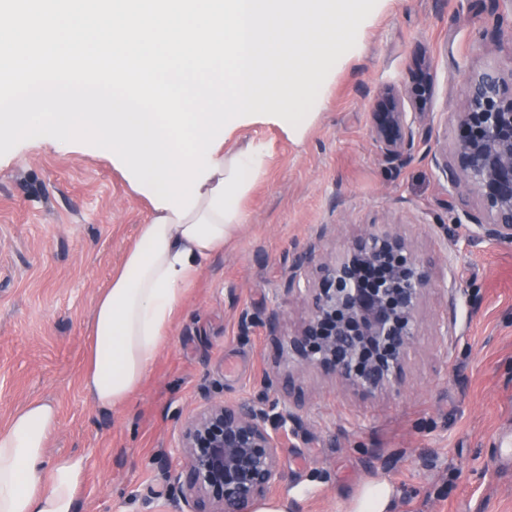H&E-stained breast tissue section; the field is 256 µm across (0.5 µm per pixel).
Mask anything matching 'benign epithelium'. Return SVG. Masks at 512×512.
<instances>
[{
  "instance_id": "obj_1",
  "label": "benign epithelium",
  "mask_w": 512,
  "mask_h": 512,
  "mask_svg": "<svg viewBox=\"0 0 512 512\" xmlns=\"http://www.w3.org/2000/svg\"><path fill=\"white\" fill-rule=\"evenodd\" d=\"M433 93V71L422 62L402 88L389 86L378 95L371 131L387 165L402 164L418 148ZM407 102L415 111H406ZM432 161L452 188L464 185L476 196L478 212L464 213L472 238L511 244L512 83L497 69L466 76L453 159L434 155ZM436 273L435 262L390 224L367 226L334 256L298 257L287 291L304 294L310 315L280 339L279 359L298 372L332 375L355 394H399ZM292 385L289 374L268 375L259 406L215 402L185 422L184 463L164 471L178 512H252L273 492L283 479L288 425L298 424L285 398Z\"/></svg>"
}]
</instances>
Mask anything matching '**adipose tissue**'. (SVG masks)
Instances as JSON below:
<instances>
[{
	"mask_svg": "<svg viewBox=\"0 0 512 512\" xmlns=\"http://www.w3.org/2000/svg\"><path fill=\"white\" fill-rule=\"evenodd\" d=\"M267 156L253 140L235 149L219 145L211 155L218 168L199 186L195 208L181 219L156 208L141 225L94 309L84 388L96 405L123 407L140 390L171 337L187 287L244 223L242 201ZM57 427L56 408L35 401L0 429V512H75L85 463L74 455L46 457Z\"/></svg>",
	"mask_w": 512,
	"mask_h": 512,
	"instance_id": "obj_1",
	"label": "adipose tissue"
}]
</instances>
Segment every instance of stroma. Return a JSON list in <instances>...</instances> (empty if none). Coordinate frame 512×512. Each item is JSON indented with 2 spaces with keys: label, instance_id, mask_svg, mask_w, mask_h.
I'll list each match as a JSON object with an SVG mask.
<instances>
[{
  "label": "stroma",
  "instance_id": "stroma-1",
  "mask_svg": "<svg viewBox=\"0 0 512 512\" xmlns=\"http://www.w3.org/2000/svg\"><path fill=\"white\" fill-rule=\"evenodd\" d=\"M489 6L389 0L302 143L249 131L268 160L243 201L246 221L187 288L168 343L115 410L84 389L90 323L147 204L98 152L28 139L0 156V428L30 402L55 405L47 457L86 464L75 512H175L162 470L183 463L186 420L214 402L255 404L275 370L277 337L309 315L287 289L295 257L337 254L370 224L397 225L439 261L441 286L426 299L405 389L363 397L303 372L292 393L298 432L272 497L287 499L288 512H347L367 483L383 481L394 512H512V244L470 237L461 217L476 198L449 189L431 160L454 142L464 74L512 73V12L496 27ZM420 59L434 74L428 136L390 168L370 113L380 90L405 82ZM246 313L258 323L243 325Z\"/></svg>",
  "mask_w": 512,
  "mask_h": 512
}]
</instances>
